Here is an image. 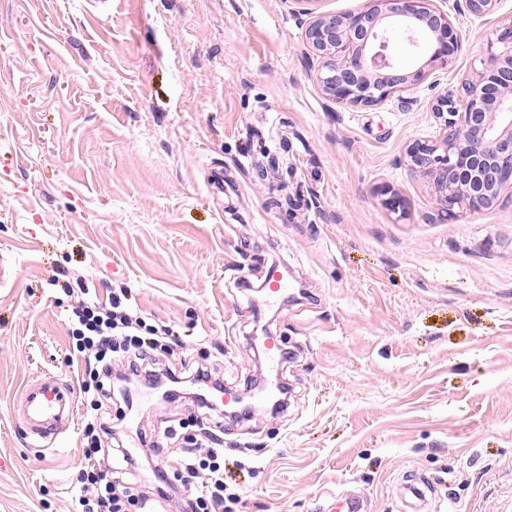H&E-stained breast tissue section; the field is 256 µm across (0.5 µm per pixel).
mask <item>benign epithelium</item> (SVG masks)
Listing matches in <instances>:
<instances>
[{
    "label": "benign epithelium",
    "instance_id": "benign-epithelium-1",
    "mask_svg": "<svg viewBox=\"0 0 512 512\" xmlns=\"http://www.w3.org/2000/svg\"><path fill=\"white\" fill-rule=\"evenodd\" d=\"M307 16L304 40L319 60L315 79L323 94L346 106L371 107L425 81L430 69L450 63L462 35L435 0H370L357 12H316L318 0H292ZM500 0H464L476 17ZM406 34L422 63L402 67L391 30ZM482 67L458 90L436 99L440 132L406 150L408 169L429 180L438 213L448 220L463 210L491 209L512 188V22L493 32Z\"/></svg>",
    "mask_w": 512,
    "mask_h": 512
}]
</instances>
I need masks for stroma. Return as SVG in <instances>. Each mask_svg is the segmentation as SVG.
Here are the masks:
<instances>
[{"label":"stroma","instance_id":"1","mask_svg":"<svg viewBox=\"0 0 512 512\" xmlns=\"http://www.w3.org/2000/svg\"><path fill=\"white\" fill-rule=\"evenodd\" d=\"M444 8L453 61L357 108L323 94L291 0H0V512L74 510L83 420L44 451L9 402L43 371L89 402L68 334L83 282L172 329L161 373L244 392L274 375L254 337L288 350L283 408L209 421L235 512H404L418 478L431 512H512V200L446 221L405 166L512 0ZM195 410L116 395L103 418L171 472L209 448L193 428L161 439Z\"/></svg>","mask_w":512,"mask_h":512}]
</instances>
